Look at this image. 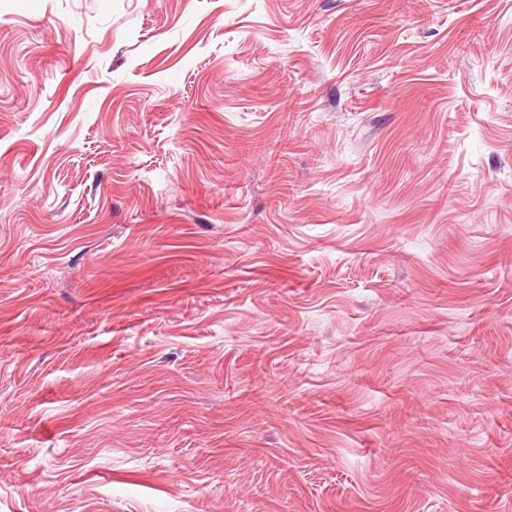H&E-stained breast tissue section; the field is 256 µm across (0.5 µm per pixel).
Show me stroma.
Here are the masks:
<instances>
[{
    "instance_id": "stroma-1",
    "label": "stroma",
    "mask_w": 512,
    "mask_h": 512,
    "mask_svg": "<svg viewBox=\"0 0 512 512\" xmlns=\"http://www.w3.org/2000/svg\"><path fill=\"white\" fill-rule=\"evenodd\" d=\"M0 512H512V0H0Z\"/></svg>"
}]
</instances>
